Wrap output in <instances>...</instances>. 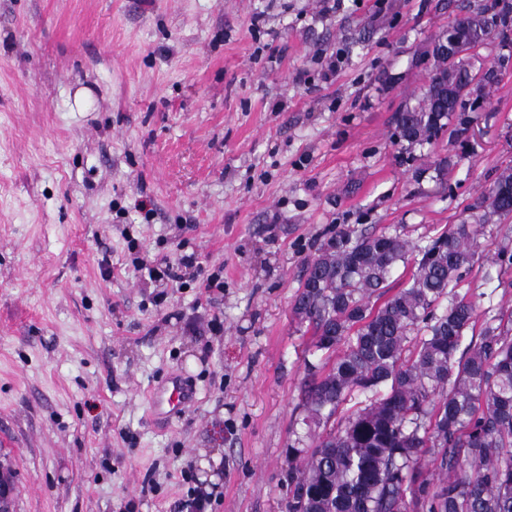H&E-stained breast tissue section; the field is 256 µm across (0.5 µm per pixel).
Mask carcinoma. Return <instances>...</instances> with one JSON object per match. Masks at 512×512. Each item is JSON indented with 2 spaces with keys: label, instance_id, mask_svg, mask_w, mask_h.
I'll return each instance as SVG.
<instances>
[{
  "label": "carcinoma",
  "instance_id": "cac0c4a2",
  "mask_svg": "<svg viewBox=\"0 0 512 512\" xmlns=\"http://www.w3.org/2000/svg\"><path fill=\"white\" fill-rule=\"evenodd\" d=\"M465 9L456 25L474 31V46H506L512 0ZM453 70L459 95L439 102L430 76L418 106L397 113L399 139L432 145L465 132L466 109L487 93L470 85L468 57ZM511 188L512 172L501 173L473 223L423 245L347 229L307 263L293 312L326 359L320 372L306 363L307 410L326 425L353 394L368 404L289 467L287 512H512V310L481 314L459 292L486 224L512 215ZM410 260L411 278L390 292Z\"/></svg>",
  "mask_w": 512,
  "mask_h": 512
}]
</instances>
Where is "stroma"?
Listing matches in <instances>:
<instances>
[{
    "mask_svg": "<svg viewBox=\"0 0 512 512\" xmlns=\"http://www.w3.org/2000/svg\"><path fill=\"white\" fill-rule=\"evenodd\" d=\"M0 0V466L12 512H286L322 430L292 307L342 228L414 243L512 169V63L457 140L411 146L446 0ZM264 14L253 30L250 19ZM335 58L333 82L321 68ZM146 201L140 210L138 201ZM462 290L512 309V217ZM219 272L153 281L131 251ZM184 374L167 426L150 391Z\"/></svg>",
    "mask_w": 512,
    "mask_h": 512,
    "instance_id": "35a3bbf8",
    "label": "stroma"
}]
</instances>
